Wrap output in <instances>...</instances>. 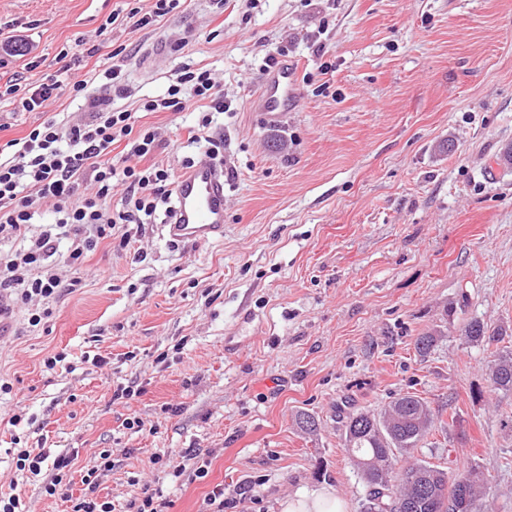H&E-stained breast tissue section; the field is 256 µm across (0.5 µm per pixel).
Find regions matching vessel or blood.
<instances>
[{
	"label": "vessel or blood",
	"instance_id": "obj_1",
	"mask_svg": "<svg viewBox=\"0 0 512 512\" xmlns=\"http://www.w3.org/2000/svg\"><path fill=\"white\" fill-rule=\"evenodd\" d=\"M299 99L297 69L281 60L266 72L257 108L270 123H278ZM176 217L167 227L178 241H206L224 234V169L210 159L198 161L176 182Z\"/></svg>",
	"mask_w": 512,
	"mask_h": 512
}]
</instances>
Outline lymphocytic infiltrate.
Here are the masks:
<instances>
[{"label":"lymphocytic infiltrate","instance_id":"1","mask_svg":"<svg viewBox=\"0 0 512 512\" xmlns=\"http://www.w3.org/2000/svg\"><path fill=\"white\" fill-rule=\"evenodd\" d=\"M59 84L45 79L20 85L9 80L0 90L6 100L25 112H34L57 96ZM208 102L189 132V143L207 141L206 155L222 161V141L207 139L214 113L223 112L224 93L212 72L184 64L158 97L142 99L137 110L104 108L88 119L63 125L47 119L20 139L0 146V239L22 240L20 249L0 254V315L18 305L31 306L28 318L38 326L51 317V301L79 286V279H62L55 257L61 239H68L66 262L82 267L90 254L105 241L118 239L129 247L157 213L172 215L175 189L164 167L148 163L158 146V134L150 127H137V112H182L190 101ZM123 145L113 156L114 145ZM88 192H81V185ZM123 191L122 203L111 208L114 191ZM52 204L57 220L39 234L30 226L45 204ZM54 475L44 486L55 495L73 464L68 456L51 457L42 448H24L16 455V468L40 475L44 463Z\"/></svg>","mask_w":512,"mask_h":512}]
</instances>
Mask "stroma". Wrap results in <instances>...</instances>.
Segmentation results:
<instances>
[{"mask_svg":"<svg viewBox=\"0 0 512 512\" xmlns=\"http://www.w3.org/2000/svg\"><path fill=\"white\" fill-rule=\"evenodd\" d=\"M129 0H0V84L57 79L45 113L0 102V144L44 115L68 124L165 92L182 63L210 69L229 112L223 238L173 242L150 224L134 250L101 245L49 321L15 308L0 321V491L30 512H67L82 476L112 452L98 495L123 505L163 488L168 512H278L306 486L335 487L346 512L365 488L336 417L342 403L379 411L407 392L428 401L435 429L415 458L488 481L476 512H512V391L488 367L512 353V0H185L158 25L105 29ZM185 39L143 65L153 41ZM86 39L94 54L60 58ZM33 45L37 67L17 56ZM299 67L298 106L267 124L255 109L266 58ZM121 64L128 96L98 74ZM86 80L87 97L73 98ZM182 112H144L154 158L180 174L189 156ZM142 251L143 261L133 259ZM505 336L472 345V319ZM439 329L420 357L415 339ZM66 352L46 369L45 357ZM104 365H95L96 357ZM120 385L140 395L114 399ZM32 423L11 425L14 408ZM315 417L302 432L300 414ZM77 451L71 480L16 472L11 448ZM194 450L206 475L173 477L155 454Z\"/></svg>","mask_w":512,"mask_h":512,"instance_id":"35a3bbf8","label":"stroma"}]
</instances>
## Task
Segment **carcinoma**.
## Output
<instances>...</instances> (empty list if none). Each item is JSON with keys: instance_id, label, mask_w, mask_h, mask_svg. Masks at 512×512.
Masks as SVG:
<instances>
[{"instance_id": "carcinoma-1", "label": "carcinoma", "mask_w": 512, "mask_h": 512, "mask_svg": "<svg viewBox=\"0 0 512 512\" xmlns=\"http://www.w3.org/2000/svg\"><path fill=\"white\" fill-rule=\"evenodd\" d=\"M486 335L478 319L462 330L464 339L472 344ZM490 381L496 390L512 391V354L494 361ZM342 423L347 451L367 487L363 512L379 508L376 494L381 490L386 501L407 504L406 512H473L485 493V478L475 469L454 474L419 459L399 464L398 455L418 447L434 424L427 401L414 393L395 397L378 415L348 411Z\"/></svg>"}]
</instances>
